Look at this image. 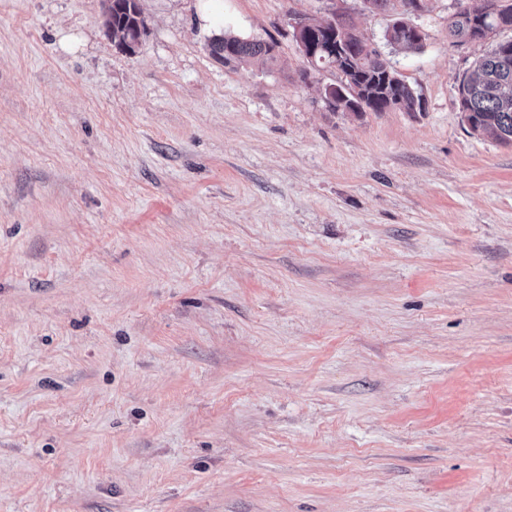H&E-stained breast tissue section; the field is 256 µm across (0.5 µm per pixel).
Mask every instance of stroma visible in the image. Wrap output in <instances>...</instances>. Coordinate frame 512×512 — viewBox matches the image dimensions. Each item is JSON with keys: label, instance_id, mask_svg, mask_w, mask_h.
Here are the masks:
<instances>
[{"label": "stroma", "instance_id": "35a3bbf8", "mask_svg": "<svg viewBox=\"0 0 512 512\" xmlns=\"http://www.w3.org/2000/svg\"><path fill=\"white\" fill-rule=\"evenodd\" d=\"M140 4L130 53L104 0H0V512H512V147L457 0L383 50L423 111L359 116L293 30L382 44L363 0ZM276 43L260 40H249L233 33H224L216 36L209 43V50L213 57L222 62H247L254 58H263L266 61L276 59ZM464 121L479 136L512 145V39L497 41L459 83Z\"/></svg>", "mask_w": 512, "mask_h": 512}]
</instances>
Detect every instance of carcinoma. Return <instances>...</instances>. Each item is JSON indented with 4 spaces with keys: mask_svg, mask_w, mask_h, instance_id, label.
<instances>
[{
    "mask_svg": "<svg viewBox=\"0 0 512 512\" xmlns=\"http://www.w3.org/2000/svg\"><path fill=\"white\" fill-rule=\"evenodd\" d=\"M400 18L384 33L385 44L397 51L418 52L425 34L410 15L414 0H397ZM104 25L112 27V40L124 48L140 42L147 26L140 0H115ZM512 30V0H503L498 10L488 12L460 7L448 24L451 37L477 42L492 33ZM307 61L317 68H333L341 74L340 84L323 87V97H333L329 108L343 112L353 106L357 112H386L397 104L407 112H420L423 98L376 49L350 37L336 41L332 17L309 19L302 29ZM213 57L222 62H247L254 58L276 59V43L249 40L233 33L216 36L209 43ZM464 121L470 130L502 144L512 145V39L497 41L478 62L470 77L459 83Z\"/></svg>",
    "mask_w": 512,
    "mask_h": 512,
    "instance_id": "obj_1",
    "label": "carcinoma"
}]
</instances>
